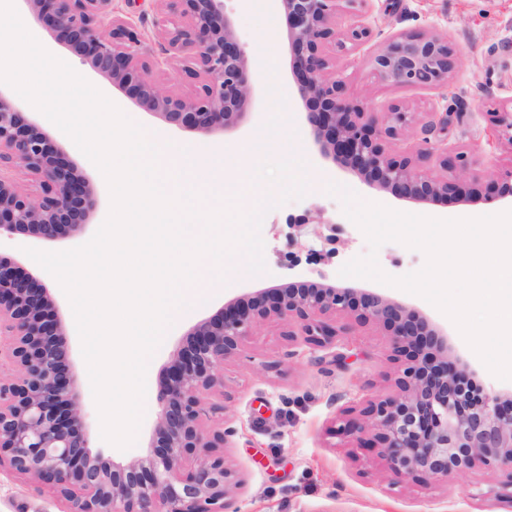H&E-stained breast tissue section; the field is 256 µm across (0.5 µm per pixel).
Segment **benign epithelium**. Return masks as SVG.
I'll return each mask as SVG.
<instances>
[{"label": "benign epithelium", "mask_w": 512, "mask_h": 512, "mask_svg": "<svg viewBox=\"0 0 512 512\" xmlns=\"http://www.w3.org/2000/svg\"><path fill=\"white\" fill-rule=\"evenodd\" d=\"M84 63L107 77L133 103L167 122L208 135L235 127L246 115L254 75L248 51L224 12V0H153L163 27L158 51L141 50V33L113 0H23ZM367 0H281L291 45V70L305 121L321 159L407 202L427 205L457 195L460 186L420 162L438 156L446 170L464 159L432 141V113L414 155L393 156L382 145L412 121L399 105L383 112L344 92L331 48L370 36L361 22L336 28V16L356 17ZM460 50L439 35L391 37L369 60L384 83L448 85ZM182 63L193 85L168 84L162 65ZM512 145V110L494 113ZM23 170L34 193L12 177ZM91 183L44 126L0 94V234L57 241L79 232L96 209ZM288 227L308 229L336 253V224L323 213L291 216ZM352 312L357 324L382 326L403 360L396 394L344 411L341 430L364 450L379 449L393 476L446 482L479 465L507 472L497 499L512 504V396L471 393L467 362L448 360L447 332L417 311L374 292L326 282H285L231 302L197 323L184 350L164 367L157 422L145 455L117 464L90 451L78 375L66 359L65 323L50 291L15 263L0 259V465L31 475L67 504L65 512H229L242 480L226 466L228 432L204 429L202 415L224 406L205 394L224 385V361L236 355L257 324L288 323L287 340L312 349L336 343L334 316Z\"/></svg>", "instance_id": "1"}]
</instances>
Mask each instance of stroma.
<instances>
[{"mask_svg":"<svg viewBox=\"0 0 512 512\" xmlns=\"http://www.w3.org/2000/svg\"><path fill=\"white\" fill-rule=\"evenodd\" d=\"M234 28L246 43L250 58L260 70L248 115L221 135H203L172 125L162 117L132 103L122 91L86 64L78 71L122 112L138 116L142 126L163 138L189 148L224 149L238 171L225 175L251 182L262 159L277 160L272 149L265 156L242 153V146L258 133L287 130L294 157L305 164L308 194L269 210L262 221L266 274L248 275L242 256L228 262L224 279L215 281L188 313L172 324L146 372V404L136 443L121 450L103 441L91 387H84L86 431L94 451L119 463L143 456L156 424V394L162 368L183 347L186 335L199 321L219 312L230 300L247 298L256 290L279 282L310 280L337 282L338 271L352 258L366 254L361 230L342 212L338 198L325 192L327 182L349 187L361 198L411 213L415 207L392 194L369 186L353 172L323 161L310 146L303 130L304 107L296 98L291 74L288 28L283 12L271 0H224ZM370 39L347 46L333 56V64L348 90L361 103L399 105L409 112H435L448 124L438 139L453 151L464 153L466 168L449 169V178L469 186L480 178L484 191H497L512 170V145L493 126L495 112L512 107V0H368L362 16ZM437 34L458 47L457 60L447 86L419 89L387 85L372 74L369 60L392 35ZM55 139L65 145L78 173L95 183L98 205L78 235L54 242L27 243L0 239V256L19 262L40 283L50 288L68 321L69 363L84 372L85 361L70 303L56 279L23 252L24 247L64 251L89 241L107 218L111 199L108 186L99 183L95 165L63 132ZM322 208L345 227L344 241L327 255L314 236L289 243L285 224L290 215L307 208ZM349 286L379 293L426 315L448 332V354L470 363L469 380L478 390L512 391V381L496 378L466 343L454 323L420 296L367 279L352 278ZM286 324L269 320L259 324L239 353L224 363V388L213 391L210 401H224L223 414H210L203 423L209 430H229L224 450L228 467L242 479L233 496L235 512H505L496 493L506 479L504 471L479 466L454 476L449 482L396 481L376 453H364L348 437L337 435L346 408H362L368 400L396 392L400 371L393 359L385 331L375 325L355 327L336 345L311 350L288 343ZM0 512H60V505L37 481L8 468L0 469Z\"/></svg>","mask_w":512,"mask_h":512,"instance_id":"1","label":"stroma"}]
</instances>
